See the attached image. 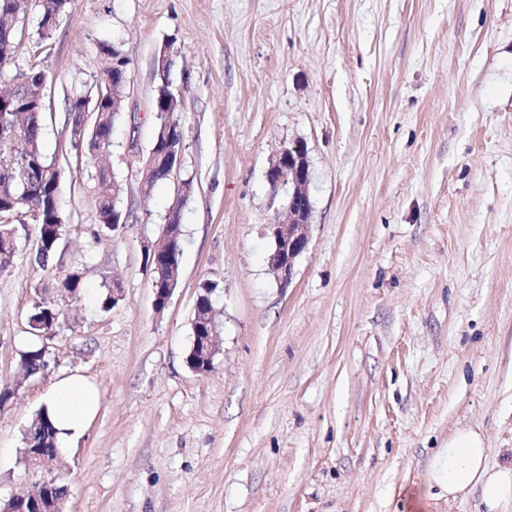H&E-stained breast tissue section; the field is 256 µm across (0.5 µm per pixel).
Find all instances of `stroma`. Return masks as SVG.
<instances>
[{
  "instance_id": "stroma-1",
  "label": "stroma",
  "mask_w": 512,
  "mask_h": 512,
  "mask_svg": "<svg viewBox=\"0 0 512 512\" xmlns=\"http://www.w3.org/2000/svg\"><path fill=\"white\" fill-rule=\"evenodd\" d=\"M26 32L17 66L52 80L43 147L64 231L43 269L19 227L0 270V501L37 481L24 433L79 373L100 411L60 451L64 512H485L479 490L441 496L429 466L467 427L491 465L512 462V0H73L48 39L33 16ZM103 40L129 59L124 108L107 158L77 161L66 100L95 95ZM163 52L181 163L147 193L134 156L152 142ZM297 140L312 224L284 286L266 256L286 193L265 173ZM102 166L128 216L112 232L95 220ZM177 202L181 279L159 313L144 245ZM73 271L80 294L59 299ZM205 280L220 352L199 375L186 356ZM42 298L64 320L49 370L26 379Z\"/></svg>"
}]
</instances>
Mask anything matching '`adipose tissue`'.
<instances>
[{"mask_svg":"<svg viewBox=\"0 0 512 512\" xmlns=\"http://www.w3.org/2000/svg\"><path fill=\"white\" fill-rule=\"evenodd\" d=\"M100 402L99 390L81 375L57 380L45 393L42 404L52 418L60 443L85 434L94 421ZM481 432L458 430L441 448L430 465V478L449 496L476 488L488 512H500L512 504V465L493 466Z\"/></svg>","mask_w":512,"mask_h":512,"instance_id":"adipose-tissue-1","label":"adipose tissue"}]
</instances>
